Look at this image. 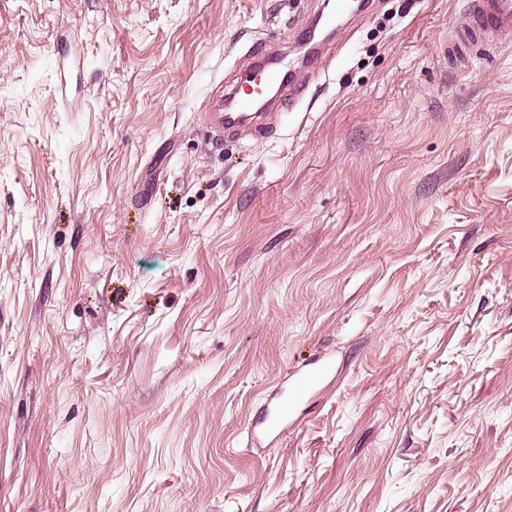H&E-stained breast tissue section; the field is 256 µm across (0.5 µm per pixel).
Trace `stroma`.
Returning a JSON list of instances; mask_svg holds the SVG:
<instances>
[{
  "label": "stroma",
  "instance_id": "stroma-1",
  "mask_svg": "<svg viewBox=\"0 0 512 512\" xmlns=\"http://www.w3.org/2000/svg\"><path fill=\"white\" fill-rule=\"evenodd\" d=\"M374 0H0V512H512V45ZM332 371L277 438L287 373ZM282 65L280 58L261 59L250 72L254 78L241 80L231 89L233 112L224 113V101L221 102L219 112H207V125L214 141H224V133L234 134L245 129L254 134H262L278 122L282 112H262L277 110L279 105L276 106L275 100L258 112L256 103L264 97L262 90L266 83L279 81Z\"/></svg>",
  "mask_w": 512,
  "mask_h": 512
}]
</instances>
